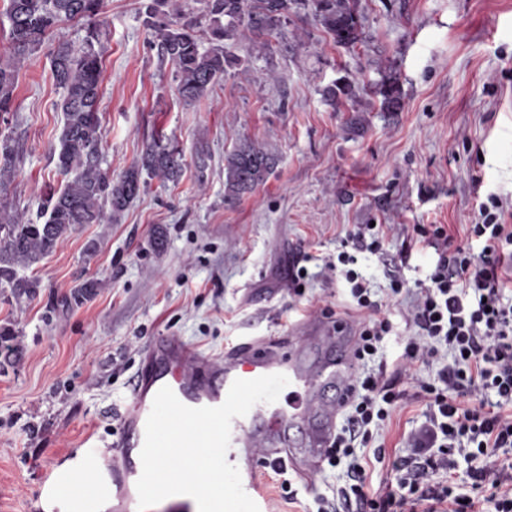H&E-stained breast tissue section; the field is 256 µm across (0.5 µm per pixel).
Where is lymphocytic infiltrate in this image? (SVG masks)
I'll use <instances>...</instances> for the list:
<instances>
[{
    "mask_svg": "<svg viewBox=\"0 0 512 512\" xmlns=\"http://www.w3.org/2000/svg\"><path fill=\"white\" fill-rule=\"evenodd\" d=\"M474 223L363 224L349 230L324 263L347 296L357 327L352 393L327 465L337 469L331 495L314 498L316 512H512V210L492 192L478 197ZM403 239L404 255L434 250L426 279L408 286L385 247ZM378 258L388 279L373 288L358 267ZM406 308L409 335H398L389 309ZM392 360L376 357L387 340ZM420 408L423 423L404 435L407 454L379 445L399 408ZM472 479L469 495L446 479L458 462ZM386 478L373 483V464Z\"/></svg>",
    "mask_w": 512,
    "mask_h": 512,
    "instance_id": "f902f5d3",
    "label": "lymphocytic infiltrate"
}]
</instances>
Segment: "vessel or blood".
<instances>
[{
	"label": "vessel or blood",
	"mask_w": 512,
	"mask_h": 512,
	"mask_svg": "<svg viewBox=\"0 0 512 512\" xmlns=\"http://www.w3.org/2000/svg\"><path fill=\"white\" fill-rule=\"evenodd\" d=\"M355 326L306 320L299 333L277 339L257 338L217 359L164 337L147 350L129 401L121 411L116 448L95 450L90 464L106 490L107 512H136V482L142 472L140 453L145 424L161 387H170L189 407L221 405L234 380L282 373L289 385L272 404L259 403L233 419L226 459L237 465L244 491L268 512L258 484L260 461L288 460L303 478L315 474L336 427L340 404L349 391Z\"/></svg>",
	"instance_id": "obj_1"
}]
</instances>
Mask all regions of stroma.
Instances as JSON below:
<instances>
[{
    "label": "stroma",
    "instance_id": "1",
    "mask_svg": "<svg viewBox=\"0 0 512 512\" xmlns=\"http://www.w3.org/2000/svg\"><path fill=\"white\" fill-rule=\"evenodd\" d=\"M142 3L107 0L102 17V166L120 175L160 135L183 149V173L174 185L149 179L112 223L83 225L27 268L42 284L36 298L0 288V327L14 330L18 347L0 362V512H44L42 493L62 468L118 438L119 413L157 338L220 358L304 320L335 319L347 299L322 267L346 228L472 223L478 177L512 205V0H360L363 37L350 48L301 12L269 49L238 41L233 52L247 72L230 69L192 105ZM85 36L83 23L66 22L27 54L13 110L0 115V135L20 151L8 194L32 219L63 183L51 156L64 115L50 51L61 41L82 47ZM389 76L401 88L395 112L374 93ZM343 77L354 97L327 98ZM245 140L277 164L229 204L224 157ZM298 253L310 274L301 298L286 279ZM89 279L95 295L64 307ZM286 476L292 504L269 468L259 471L269 512H311L314 491L337 472L324 469L308 484L296 470Z\"/></svg>",
    "mask_w": 512,
    "mask_h": 512
}]
</instances>
